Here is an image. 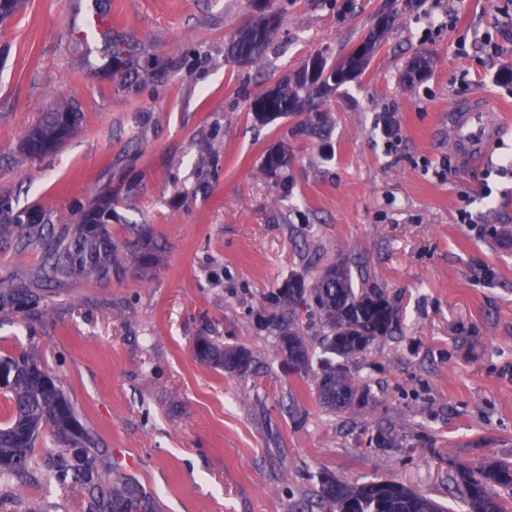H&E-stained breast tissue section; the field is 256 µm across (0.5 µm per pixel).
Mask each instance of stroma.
<instances>
[{"instance_id": "stroma-1", "label": "stroma", "mask_w": 512, "mask_h": 512, "mask_svg": "<svg viewBox=\"0 0 512 512\" xmlns=\"http://www.w3.org/2000/svg\"><path fill=\"white\" fill-rule=\"evenodd\" d=\"M387 4L267 0L282 26L248 65L225 49L256 16L251 0H24L0 24V195L71 224L111 191L112 238L128 255L120 276L48 284L39 246L0 244V278L50 306H0V354L40 359L100 461L156 512H300L325 472L466 512L451 463L512 460V0L400 8L366 71L328 103L329 149L295 134V119L262 125L250 111L312 54L346 56ZM94 11L112 23L88 44L73 27ZM114 43L129 61L119 71ZM419 56L431 70L408 81ZM476 95L501 107L504 129L466 166L448 146V107ZM70 100L75 133L52 155H24V133ZM212 143L223 150L204 159ZM278 144L292 156L285 185L260 171ZM143 235L158 255L148 274L131 256ZM338 260L398 317L349 363L369 402L333 412L287 373L255 315L290 275ZM200 336L251 349L258 373L199 362ZM56 452L42 434L28 478H0V512H85L84 490L53 479Z\"/></svg>"}]
</instances>
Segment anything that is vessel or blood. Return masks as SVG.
Instances as JSON below:
<instances>
[{
	"instance_id": "1",
	"label": "vessel or blood",
	"mask_w": 512,
	"mask_h": 512,
	"mask_svg": "<svg viewBox=\"0 0 512 512\" xmlns=\"http://www.w3.org/2000/svg\"><path fill=\"white\" fill-rule=\"evenodd\" d=\"M502 129L498 107L484 97L459 101L448 109V143L463 162L482 160Z\"/></svg>"
}]
</instances>
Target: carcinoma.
Instances as JSON below:
<instances>
[{"instance_id":"carcinoma-1","label":"carcinoma","mask_w":512,"mask_h":512,"mask_svg":"<svg viewBox=\"0 0 512 512\" xmlns=\"http://www.w3.org/2000/svg\"><path fill=\"white\" fill-rule=\"evenodd\" d=\"M396 21L393 12L379 15L374 28L341 60L330 63L317 53L297 70L272 85V93L258 92L250 103L256 122L269 124L284 117H298L295 132L301 136L326 137L328 115L321 105L344 84L357 79L369 66L381 39ZM282 25L275 12H260L230 41L227 57L239 64L260 61L272 37ZM82 114L71 103H60L43 113L20 142L31 159L55 151L71 137ZM290 156L282 147L264 155L260 171L271 177L288 176ZM112 196L103 194L77 209L74 224L56 227L43 210H14L0 221V243L17 248L44 243L42 274L53 282L72 277L101 280L124 268V254L112 240ZM7 297L17 312H48L44 299L26 285L10 289ZM322 325V355L306 340L302 311ZM397 309L382 289L366 282L357 288L351 269L343 260L325 266L314 277H300L288 288L266 296L265 308L257 313L260 328L271 333L277 346L288 343L286 360L291 373L310 379L319 402L331 411H341L368 399L342 360L356 358L377 340L391 334ZM197 359L230 377L246 379L257 367L254 352L240 345L224 344L208 336L194 344ZM0 375L5 385L0 394L9 402L7 419L0 423V478L28 473L38 437L49 430L63 446L55 466V481L62 487L73 482L85 486L89 512H155L153 501L138 484L114 481L98 465L92 439L78 420L72 404L57 381L29 353L0 356ZM452 481L464 495L467 512H512L500 490H512V462L492 459L472 467L452 463ZM315 505L319 512H447L438 501L394 481L352 484L323 473Z\"/></svg>"}]
</instances>
